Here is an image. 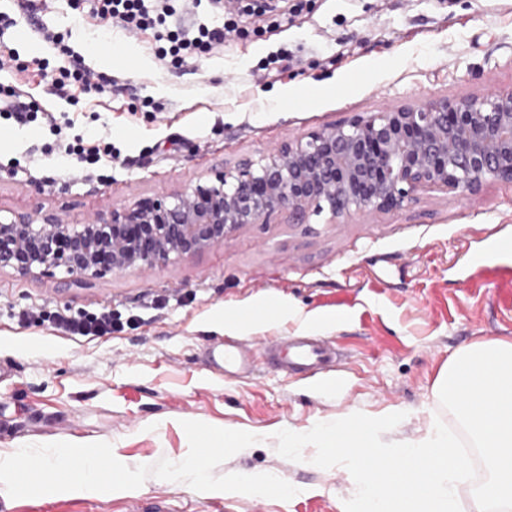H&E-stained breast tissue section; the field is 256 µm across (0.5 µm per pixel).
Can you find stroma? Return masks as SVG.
<instances>
[{
    "mask_svg": "<svg viewBox=\"0 0 512 512\" xmlns=\"http://www.w3.org/2000/svg\"><path fill=\"white\" fill-rule=\"evenodd\" d=\"M165 29L222 27L213 0H170ZM277 0L242 17L237 35L180 64L160 60L155 28L104 24L89 0H0L14 58L0 84L40 119L0 117V207L69 221L109 215L142 196L180 190L308 132L418 100L459 101L512 90V0H303L294 23ZM61 36L44 40L43 30ZM112 53L109 68L97 57ZM81 64L109 87L56 95L50 76ZM60 132L51 131L46 115ZM81 139L94 163L65 147ZM512 238V184L484 182L463 198L425 189L403 209L287 214L246 225L192 258L86 279L0 271V458L27 444L110 443L129 467L183 460L182 421L258 436L214 470L276 475L297 487L284 501L222 495L224 512H340L356 485L347 469L294 462L276 451L282 429L309 431L355 412L406 417L383 434L410 442L431 422L456 427L433 391L441 368L475 342L512 341V285L477 275L472 253ZM73 313L112 309L118 326L72 338L50 323L21 325L8 308ZM308 332L348 354L340 378L301 380L267 368L227 379L208 346L233 334L257 344ZM185 483L148 478L136 492L1 498L0 512H209Z\"/></svg>",
    "mask_w": 512,
    "mask_h": 512,
    "instance_id": "1",
    "label": "stroma"
}]
</instances>
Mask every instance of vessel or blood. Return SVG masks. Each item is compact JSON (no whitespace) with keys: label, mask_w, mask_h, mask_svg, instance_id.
Returning <instances> with one entry per match:
<instances>
[{"label":"vessel or blood","mask_w":512,"mask_h":512,"mask_svg":"<svg viewBox=\"0 0 512 512\" xmlns=\"http://www.w3.org/2000/svg\"><path fill=\"white\" fill-rule=\"evenodd\" d=\"M510 255L512 239H498L489 243L484 251L472 255L470 263L476 272L493 271L507 282L512 280V266L505 262ZM207 359L230 379L248 377L262 363L314 381L341 371L346 356L329 337L301 334L274 336L256 348L248 347L239 337L228 336L208 348Z\"/></svg>","instance_id":"1"}]
</instances>
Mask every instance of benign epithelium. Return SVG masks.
Listing matches in <instances>:
<instances>
[{"instance_id": "benign-epithelium-1", "label": "benign epithelium", "mask_w": 512, "mask_h": 512, "mask_svg": "<svg viewBox=\"0 0 512 512\" xmlns=\"http://www.w3.org/2000/svg\"><path fill=\"white\" fill-rule=\"evenodd\" d=\"M512 183V91L407 103L311 131L245 157L183 191L142 197L109 217L66 223L0 209V270L102 277L193 257L277 212L332 224L401 209L422 188L473 195Z\"/></svg>"}]
</instances>
